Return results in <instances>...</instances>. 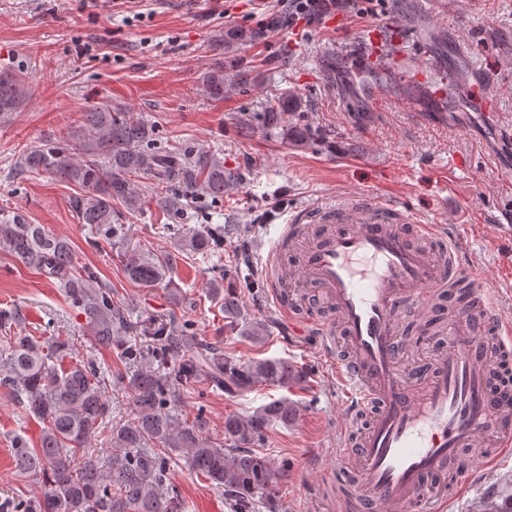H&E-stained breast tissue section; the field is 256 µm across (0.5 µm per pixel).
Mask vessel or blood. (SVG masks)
<instances>
[{"label": "vessel or blood", "instance_id": "b4317fda", "mask_svg": "<svg viewBox=\"0 0 512 512\" xmlns=\"http://www.w3.org/2000/svg\"><path fill=\"white\" fill-rule=\"evenodd\" d=\"M402 41L400 30L368 28V63H397ZM409 223L412 215L392 204L347 195L274 225L263 262L268 294L290 334L321 339L344 389L347 420L373 412L360 443L350 428L340 432L337 459L357 456L362 472L347 512H447L449 495H460L472 478L454 468L461 449L487 442L512 449V399L489 389L483 340L464 335L457 317L442 325L446 346L423 389L399 363L401 310L427 311L454 285L475 299L471 315L492 322L498 342L512 346V323L496 319L456 239L444 225L415 224L419 238L411 240ZM296 275L329 299L332 320L306 317L287 301ZM435 476L442 482L433 488Z\"/></svg>", "mask_w": 512, "mask_h": 512}]
</instances>
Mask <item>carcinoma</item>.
<instances>
[{
  "instance_id": "cac0c4a2",
  "label": "carcinoma",
  "mask_w": 512,
  "mask_h": 512,
  "mask_svg": "<svg viewBox=\"0 0 512 512\" xmlns=\"http://www.w3.org/2000/svg\"><path fill=\"white\" fill-rule=\"evenodd\" d=\"M26 78L0 76V114L13 112L24 93ZM301 107L296 95L278 97L263 113L270 132L288 126ZM290 127V126H288ZM293 141L316 136L308 126L290 127ZM69 145L46 141L30 148L20 159L19 174H47L80 187L69 200L79 223L105 238L121 236L114 205L129 211L142 206L138 182L149 181L157 208L178 218L200 195L224 198L241 180L238 171L224 167V159L208 151L187 155L153 146L154 127L107 102L81 113L68 134ZM216 230L199 231L186 247L206 255L219 244ZM0 248L47 279L59 282L72 305L80 310L91 341L110 347L128 324V305L112 297L90 271L74 267L70 243L40 224H29L18 213L0 216ZM170 257L131 256L125 275L141 286H154L170 274ZM214 299L223 302L224 317L255 345L270 336L265 320H243L239 294L215 281ZM470 305L459 291L456 302L437 299L431 322L450 310ZM124 359L141 368L120 379L130 390L136 417L129 423H106L107 384L89 359L78 358L69 336H5L0 346V384L11 388L25 410L42 422L39 447L15 442L14 461L22 473H40L48 483L43 497L27 503L26 512H178L175 492L166 487L168 456L182 457L188 467L213 484L224 486L232 512H255L263 504L274 508L280 487L288 479V464L275 465L255 452L268 429L286 426L296 409L286 398L273 399L249 413L224 416V438L209 434V421L197 414L181 419L180 388L199 376L229 396L258 386L289 388L304 382V375L288 360L263 358L241 362L215 346L200 344L187 327L170 324L148 332V344L122 348ZM171 363L161 370L154 364ZM108 448L107 462L92 445ZM473 512H512V493L492 495L475 503Z\"/></svg>"
}]
</instances>
